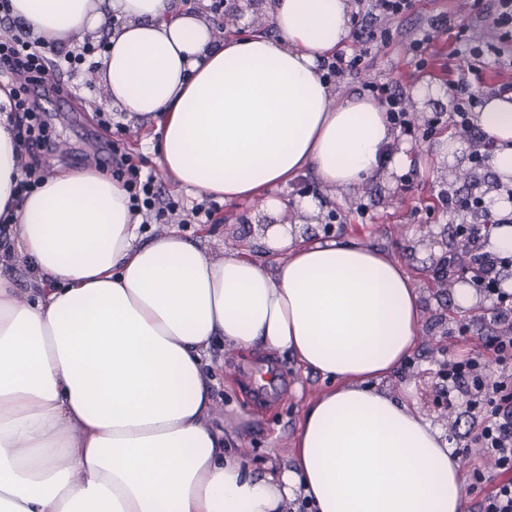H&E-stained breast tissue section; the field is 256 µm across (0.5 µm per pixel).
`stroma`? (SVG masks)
I'll return each mask as SVG.
<instances>
[{
	"label": "stroma",
	"instance_id": "35a3bbf8",
	"mask_svg": "<svg viewBox=\"0 0 512 512\" xmlns=\"http://www.w3.org/2000/svg\"><path fill=\"white\" fill-rule=\"evenodd\" d=\"M484 12L475 15L465 9L464 0H415L413 9L390 25L391 43L373 54L370 77L385 82H400L404 92H411L418 82L436 86L438 134H449L462 145L461 168L475 169L478 177L493 175L491 166L475 167L471 152L473 141L468 132L458 127L455 116L454 80L467 82L480 98L494 96L496 88L512 83V69L499 70L485 65L479 72L468 69L466 62L453 57L454 44L447 35L436 34L431 42L427 68L419 70L410 50V42L424 26L427 17L447 14L455 20H466L470 36L487 40L491 37L495 0H482ZM104 92L97 83H81L76 93L66 98L52 96L39 103L42 117L55 141L52 149L33 148L23 155V162L38 159L45 173L86 169V149L97 140L118 141L122 150L143 171L155 172L162 196L178 201L190 209L201 202V193L176 190L169 180L159 175L156 155L148 141L145 124L112 131L98 126L94 106L104 104ZM424 128L414 125L412 133L398 132L397 143L408 145L410 164L399 171L371 179L357 190L344 195L325 191L312 172H305L285 188L273 194L285 203L278 219L295 223L300 214L297 203L304 197H323L324 215L330 225L314 224L312 234H325L377 248L397 256L423 289L424 327L420 345L409 363L400 370L397 382L433 376L441 362L460 350L485 353L488 337L501 334L503 324L491 321L488 297H480L481 312H458L448 309L446 300L438 299L421 265L412 259L407 247L421 237L439 235L444 227L471 223L469 213H445L441 191L464 189V182L444 179L445 165L437 161L436 136L424 137ZM258 204L250 202L219 203L213 222L183 224L178 216L141 225L143 240H150L169 228H177L185 239L198 244L213 256H222L229 245L248 252L260 260L269 255L264 239L250 232L251 224L261 220ZM212 376L215 380V417L224 423V450L245 456L257 472H269L290 464V447L302 418L303 406L318 395L324 382L318 374L303 373L290 354L274 357L272 362L241 354L215 341L211 347ZM469 388L460 386L451 395L448 416L451 421L448 441L451 448L463 449L464 473H472L481 463V451L473 438L481 418L468 408Z\"/></svg>",
	"mask_w": 512,
	"mask_h": 512
}]
</instances>
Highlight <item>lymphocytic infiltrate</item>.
Masks as SVG:
<instances>
[{"label": "lymphocytic infiltrate", "instance_id": "f902f5d3", "mask_svg": "<svg viewBox=\"0 0 512 512\" xmlns=\"http://www.w3.org/2000/svg\"><path fill=\"white\" fill-rule=\"evenodd\" d=\"M368 27L354 31L356 52H340L324 61L327 77L338 78L359 72L372 51L391 39L388 24L413 6V0H366ZM107 47L106 42H85L73 48L48 43L23 27L0 34V81L10 88L8 118L13 135L22 148L37 145L44 130L38 118L32 92L52 91L62 74L72 76L93 72L94 58ZM115 173L123 180L129 206L142 218L152 211L168 208L177 211L176 203L164 202L153 174H142L128 158L111 152ZM490 355H473L464 351L448 363V385L456 388L470 383L473 393L470 407L482 409L483 425L476 441L495 466L494 482H487L482 470H475L476 484L485 485L480 512H512V336H496Z\"/></svg>", "mask_w": 512, "mask_h": 512}]
</instances>
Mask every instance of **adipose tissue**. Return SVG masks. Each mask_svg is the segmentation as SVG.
<instances>
[{
    "mask_svg": "<svg viewBox=\"0 0 512 512\" xmlns=\"http://www.w3.org/2000/svg\"><path fill=\"white\" fill-rule=\"evenodd\" d=\"M275 35L215 41L177 0H8L48 42L98 31L108 103L152 126L176 188L279 211L269 187L313 170L353 190L404 167L375 100L340 96L321 63L351 0H267ZM474 125L512 180V99ZM21 149L0 118V214L35 272L31 298L0 276V512H465V476L415 384L391 388L417 347L421 291L397 257L351 240L268 233L274 264L213 257L171 230L137 241L122 184L87 168L17 199ZM293 354L329 386L303 411L292 464L260 474L224 451L205 360Z\"/></svg>",
    "mask_w": 512,
    "mask_h": 512,
    "instance_id": "1",
    "label": "adipose tissue"
}]
</instances>
